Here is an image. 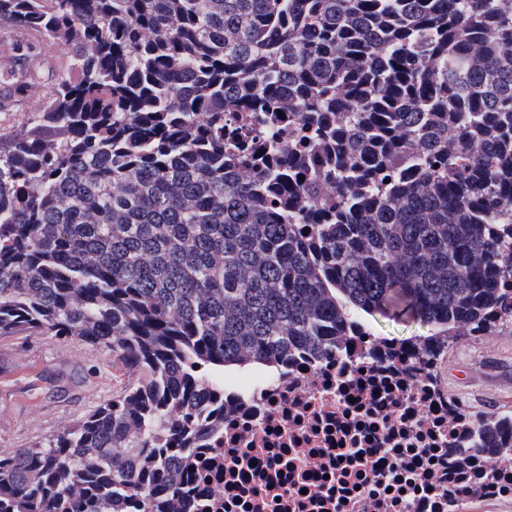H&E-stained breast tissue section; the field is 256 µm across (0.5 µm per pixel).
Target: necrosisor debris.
I'll list each match as a JSON object with an SVG mask.
<instances>
[{
    "label": "necrosis or debris",
    "mask_w": 512,
    "mask_h": 512,
    "mask_svg": "<svg viewBox=\"0 0 512 512\" xmlns=\"http://www.w3.org/2000/svg\"><path fill=\"white\" fill-rule=\"evenodd\" d=\"M288 361L275 375L224 386L225 465L213 512H459L455 488L480 484L484 512L512 505V465L495 480L448 455L475 419L435 367L392 340L362 358Z\"/></svg>",
    "instance_id": "1"
}]
</instances>
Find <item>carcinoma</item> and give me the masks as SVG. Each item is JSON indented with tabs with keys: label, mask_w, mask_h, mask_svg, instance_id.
<instances>
[{
	"label": "carcinoma",
	"mask_w": 512,
	"mask_h": 512,
	"mask_svg": "<svg viewBox=\"0 0 512 512\" xmlns=\"http://www.w3.org/2000/svg\"><path fill=\"white\" fill-rule=\"evenodd\" d=\"M67 68L0 134V336L136 386L0 453V512H211L224 369L350 356L364 314L512 323V0H0ZM489 414L456 449L482 459Z\"/></svg>",
	"instance_id": "obj_1"
}]
</instances>
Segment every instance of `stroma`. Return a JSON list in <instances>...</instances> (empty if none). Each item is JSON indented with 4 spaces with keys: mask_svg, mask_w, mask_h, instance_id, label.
I'll return each mask as SVG.
<instances>
[{
    "mask_svg": "<svg viewBox=\"0 0 512 512\" xmlns=\"http://www.w3.org/2000/svg\"><path fill=\"white\" fill-rule=\"evenodd\" d=\"M65 49L39 32L0 25V130L20 128L56 86ZM138 375L76 339L0 338V452L32 447L111 402ZM442 384L472 417L512 416V326L448 342Z\"/></svg>",
    "mask_w": 512,
    "mask_h": 512,
    "instance_id": "35a3bbf8",
    "label": "stroma"
}]
</instances>
